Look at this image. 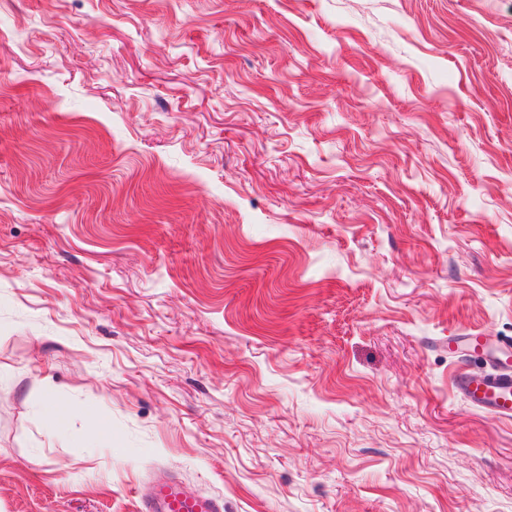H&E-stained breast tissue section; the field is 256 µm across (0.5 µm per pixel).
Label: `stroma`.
<instances>
[{"label":"stroma","instance_id":"1","mask_svg":"<svg viewBox=\"0 0 512 512\" xmlns=\"http://www.w3.org/2000/svg\"><path fill=\"white\" fill-rule=\"evenodd\" d=\"M468 331L512 339V0H0V512H512ZM142 512H224V500L190 490L170 472L155 476L140 494Z\"/></svg>","mask_w":512,"mask_h":512}]
</instances>
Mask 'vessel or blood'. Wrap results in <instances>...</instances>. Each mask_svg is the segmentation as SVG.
Segmentation results:
<instances>
[{"label":"vessel or blood","instance_id":"1","mask_svg":"<svg viewBox=\"0 0 512 512\" xmlns=\"http://www.w3.org/2000/svg\"><path fill=\"white\" fill-rule=\"evenodd\" d=\"M465 350L489 364L490 370L475 379L464 370L453 376L455 391L481 411L512 420V342H491L480 332L448 339L449 352ZM142 512H224L222 498L190 490L171 473L155 476L140 495Z\"/></svg>","mask_w":512,"mask_h":512}]
</instances>
